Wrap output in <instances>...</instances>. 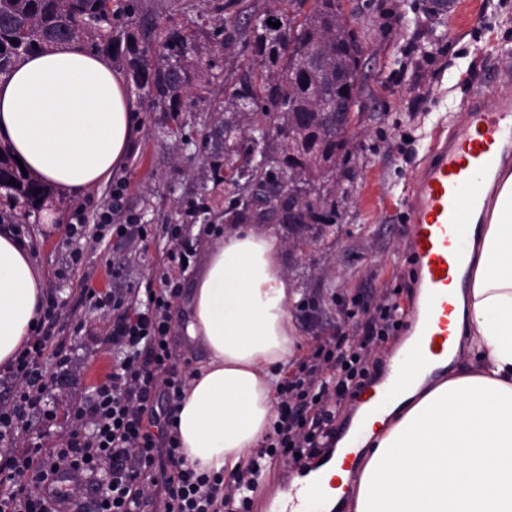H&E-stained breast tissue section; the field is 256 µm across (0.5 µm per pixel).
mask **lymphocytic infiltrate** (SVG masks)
<instances>
[{"label": "lymphocytic infiltrate", "mask_w": 512, "mask_h": 512, "mask_svg": "<svg viewBox=\"0 0 512 512\" xmlns=\"http://www.w3.org/2000/svg\"><path fill=\"white\" fill-rule=\"evenodd\" d=\"M123 187H115L96 224L83 207L67 233L77 241L102 242L106 236L147 239L135 218L112 221L122 209ZM178 289L170 279L149 291L144 308L133 311L126 293H97L87 288L90 308L113 311L110 340L122 354L92 393L69 405V426L57 442L20 449L32 415L54 418L52 391L63 388L71 373L69 352L56 334L63 308L48 298L40 321L7 369L0 388V512H80L76 491L82 484L105 481L94 512H249L253 491L274 459L309 457L328 448L326 426L330 399L356 395L370 376L371 350L402 321L399 306L383 301L368 314L364 333L346 345L318 346L298 376L279 390L278 419L267 446L252 456L235 477L234 494L224 491V476L188 465L173 425L187 374L179 370L170 319ZM317 408L313 418L304 412Z\"/></svg>", "instance_id": "lymphocytic-infiltrate-1"}]
</instances>
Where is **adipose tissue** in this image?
<instances>
[{"instance_id": "adipose-tissue-1", "label": "adipose tissue", "mask_w": 512, "mask_h": 512, "mask_svg": "<svg viewBox=\"0 0 512 512\" xmlns=\"http://www.w3.org/2000/svg\"><path fill=\"white\" fill-rule=\"evenodd\" d=\"M136 114L108 56L81 43L26 56L0 78V144L62 196L104 185L134 145ZM273 225L211 233L179 330L206 352L175 414L187 463L232 476L278 417L296 353L294 288ZM455 291L449 375L416 383L359 441L361 464L336 512H512V171L479 229ZM44 280L27 241L0 227V367L42 310Z\"/></svg>"}]
</instances>
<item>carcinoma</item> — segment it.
Listing matches in <instances>:
<instances>
[{"label": "carcinoma", "instance_id": "cac0c4a2", "mask_svg": "<svg viewBox=\"0 0 512 512\" xmlns=\"http://www.w3.org/2000/svg\"><path fill=\"white\" fill-rule=\"evenodd\" d=\"M125 12L120 0H0V77L34 51L73 41L91 50L117 55L134 82L152 105L164 112L178 113L205 101L202 90L222 75L224 52L239 45L250 49L251 64L240 87L227 96L207 135L210 148L211 179L237 187V197L227 209L233 222L275 221L288 225L293 239L304 241L315 224L326 219L332 190L321 163H336L347 147L327 135L315 136L306 146V157L289 160L285 142L288 129L308 127L315 104L311 87L326 84L325 93L341 97L351 93L336 84V65L349 72L357 83L358 62L348 51L352 33L342 19L336 0H272V7L259 17L256 28L246 31L223 17L213 20L206 36L171 25L159 33V43L151 45L130 23L116 34L112 19ZM280 22L275 28L267 21ZM322 51L327 68L321 78L296 70V62L308 47ZM279 139L272 138V132ZM288 171L294 189L314 193L323 188L316 202L304 212H291V205H254L249 187L277 182ZM16 184H11L10 180ZM9 207L10 220L39 211L54 194L47 184L23 174L7 149L0 150V190ZM304 228L297 230L295 225Z\"/></svg>", "mask_w": 512, "mask_h": 512}]
</instances>
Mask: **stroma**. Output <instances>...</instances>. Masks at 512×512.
Returning <instances> with one entry per match:
<instances>
[{
	"instance_id": "1",
	"label": "stroma",
	"mask_w": 512,
	"mask_h": 512,
	"mask_svg": "<svg viewBox=\"0 0 512 512\" xmlns=\"http://www.w3.org/2000/svg\"><path fill=\"white\" fill-rule=\"evenodd\" d=\"M218 2L126 0L127 18L137 21L148 39L165 24L201 31L216 18ZM341 2L366 50L356 107L360 120L349 153L338 165L331 221L313 226L308 253L289 246L283 251L284 270L296 293L290 306L298 339L288 367L292 376L319 344L359 330L365 308L385 297L403 308L411 305L405 198L412 179L438 140L462 120L467 100L480 92H512V81L500 78L512 73V0H463L455 18L432 16L427 0ZM248 58L240 47L225 53L223 76L208 103L175 116L153 108L133 81H126L138 115L137 134L133 150L112 177L125 180L123 212L148 225L147 240L108 238L81 246L67 238L73 207L80 203L88 213L97 212L111 195V183L76 199L50 200L58 215L53 223H42L37 213L19 219L20 235L35 252L47 293L64 307L59 333L73 363L64 392L53 395L55 420L33 419L27 444L58 440L68 425L69 402L89 395L116 361L108 342L112 315L82 304L83 289L154 288L164 271L179 288L171 315H182L199 260L191 258L186 269L169 261L172 245L163 229L181 225L184 239L201 248L216 213L237 195L233 186L209 178L202 135L215 117L214 104L238 88ZM77 249L83 256L74 270L70 261ZM116 256L129 266L126 280L112 277L110 263Z\"/></svg>"
}]
</instances>
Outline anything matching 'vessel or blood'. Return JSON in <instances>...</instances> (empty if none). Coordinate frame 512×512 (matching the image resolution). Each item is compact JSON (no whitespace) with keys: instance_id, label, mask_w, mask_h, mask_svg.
<instances>
[{"instance_id":"obj_1","label":"vessel or blood","mask_w":512,"mask_h":512,"mask_svg":"<svg viewBox=\"0 0 512 512\" xmlns=\"http://www.w3.org/2000/svg\"><path fill=\"white\" fill-rule=\"evenodd\" d=\"M466 119L444 140L412 180L406 200L410 215L407 251L416 267V292L408 312L419 323L411 349L418 364L398 363L385 379L363 387L367 419L412 388L434 363L452 349L454 306L448 286L464 273L472 233L493 207L497 181L512 165V95H474ZM322 492L312 484H284L268 496L266 512H324Z\"/></svg>"}]
</instances>
